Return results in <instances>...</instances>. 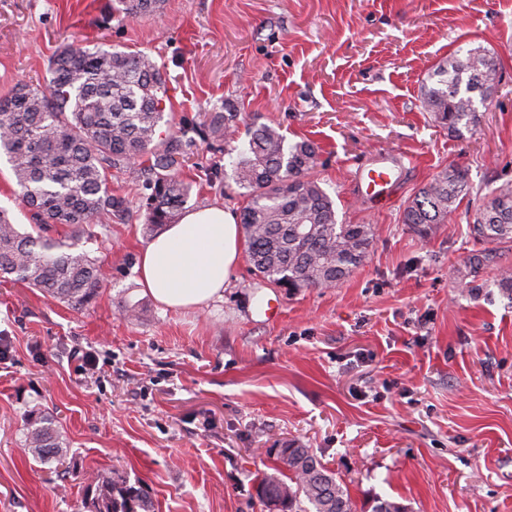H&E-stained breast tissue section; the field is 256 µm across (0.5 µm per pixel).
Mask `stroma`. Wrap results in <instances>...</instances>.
<instances>
[{
    "label": "stroma",
    "instance_id": "35a3bbf8",
    "mask_svg": "<svg viewBox=\"0 0 512 512\" xmlns=\"http://www.w3.org/2000/svg\"><path fill=\"white\" fill-rule=\"evenodd\" d=\"M106 2L0 0V96L45 82L72 42L144 52L167 80L173 123L228 102L238 146L262 123L313 141L312 174L338 221L373 225L374 241L333 288H279L244 260L223 299L169 309L138 282L140 169L117 173L132 215L83 242L109 273L92 305L0 280V512H88L99 470L141 486L154 512H263L257 483L284 441L327 463L357 512L380 500L512 512V298L499 277L512 242L477 263L463 211L424 236L402 222L449 165L474 190L512 182V0H165L121 24ZM478 45L500 81L458 135L423 110V86ZM385 152L403 155L406 175L390 199L367 200L352 174ZM179 172L193 184L187 210L243 206L226 151L195 141ZM85 352L96 369L83 370ZM32 410L67 438L68 467L25 448Z\"/></svg>",
    "mask_w": 512,
    "mask_h": 512
}]
</instances>
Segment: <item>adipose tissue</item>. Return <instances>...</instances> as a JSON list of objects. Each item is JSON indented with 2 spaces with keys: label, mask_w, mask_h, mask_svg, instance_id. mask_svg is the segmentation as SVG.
Here are the masks:
<instances>
[{
  "label": "adipose tissue",
  "mask_w": 512,
  "mask_h": 512,
  "mask_svg": "<svg viewBox=\"0 0 512 512\" xmlns=\"http://www.w3.org/2000/svg\"><path fill=\"white\" fill-rule=\"evenodd\" d=\"M241 253L234 215L208 206L166 225L142 250L136 269L144 291L172 309L197 308L223 298Z\"/></svg>",
  "instance_id": "1"
}]
</instances>
